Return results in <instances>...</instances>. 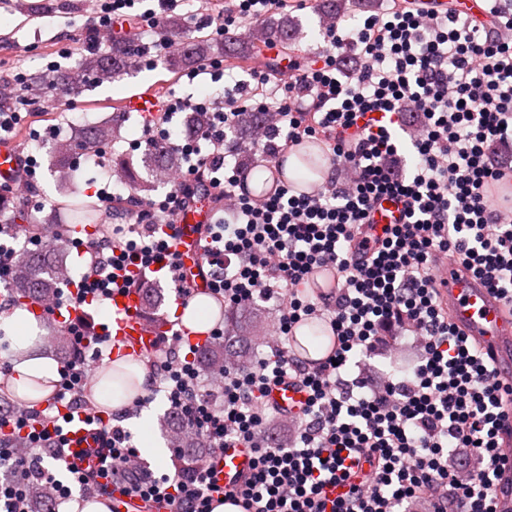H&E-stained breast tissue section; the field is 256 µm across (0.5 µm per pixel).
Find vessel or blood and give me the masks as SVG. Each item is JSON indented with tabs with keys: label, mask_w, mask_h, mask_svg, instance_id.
Listing matches in <instances>:
<instances>
[{
	"label": "vessel or blood",
	"mask_w": 512,
	"mask_h": 512,
	"mask_svg": "<svg viewBox=\"0 0 512 512\" xmlns=\"http://www.w3.org/2000/svg\"><path fill=\"white\" fill-rule=\"evenodd\" d=\"M418 9L444 13L455 11L480 22H489L485 0H417ZM21 150L15 145L0 146V181H15L20 172ZM212 211L206 204L188 206L176 219L179 231L177 251L184 266H193L201 248L198 225L210 223ZM439 298L457 330L490 357V364L503 384L512 383V307L491 290L483 280L460 270L454 261H446ZM141 299L137 293L115 296L109 329L113 356L150 359L153 344L161 331L145 322L140 315ZM271 405L281 411L299 412L306 399L299 385L285 382L272 388ZM214 463L224 480L232 486L250 471L251 454L245 448H223L216 452ZM494 508L512 512V467L502 466Z\"/></svg>",
	"instance_id": "1"
}]
</instances>
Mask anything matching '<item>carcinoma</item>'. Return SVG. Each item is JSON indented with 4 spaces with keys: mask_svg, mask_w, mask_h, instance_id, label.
I'll return each instance as SVG.
<instances>
[{
    "mask_svg": "<svg viewBox=\"0 0 512 512\" xmlns=\"http://www.w3.org/2000/svg\"><path fill=\"white\" fill-rule=\"evenodd\" d=\"M214 42L210 36L201 34L194 38L191 45L183 48L168 63L169 70L174 72L181 65H198L213 54ZM136 50L128 41L115 40L112 42V52L106 55L85 57L82 66L89 75L99 76L116 74L129 69L135 63ZM46 82L35 76L30 78L24 86V92L12 98L0 97V112L13 110L20 101L35 99L43 94ZM114 128L108 123H101L91 127H81L75 130L73 136L64 140H57L49 147V153L63 162L70 159L76 152L85 155L94 154L101 148L108 146L113 138ZM145 166L150 174L163 175L176 165L177 159L170 147L164 143H157L148 147L143 155ZM321 157L315 151L303 152L297 156V169L301 171L305 180L312 181L321 171ZM63 206L69 211L73 224H99L101 218L98 206L83 197L72 198ZM70 227L51 228L48 231L47 244L35 249L24 250L14 259L10 274V285L15 301L26 305L32 300H43L53 295L57 287V272L64 266L67 250L69 248ZM258 324L251 316L249 310H235L228 319V335L219 336L209 341L200 355L201 367L208 371L224 361L227 353L237 358V363L245 367L249 363L248 343L256 336ZM324 338V332L316 325H309L308 330L296 335L292 339L294 348L301 354L308 356L315 349V342ZM127 362L125 368H114L112 379L119 382L123 390L128 392L136 385L135 373ZM161 426L164 433H175L179 438L181 448V461L183 466H192L202 460L207 453L205 440L193 430L184 426L181 417L170 411L162 417ZM28 500L32 512H46L47 497L45 489L37 484L30 485Z\"/></svg>",
    "mask_w": 512,
    "mask_h": 512,
    "instance_id": "1",
    "label": "carcinoma"
}]
</instances>
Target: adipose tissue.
Instances as JSON below:
<instances>
[{
  "instance_id": "1",
  "label": "adipose tissue",
  "mask_w": 512,
  "mask_h": 512,
  "mask_svg": "<svg viewBox=\"0 0 512 512\" xmlns=\"http://www.w3.org/2000/svg\"><path fill=\"white\" fill-rule=\"evenodd\" d=\"M0 332L4 333L6 341L10 343L8 375L17 386H24L31 378L57 381L59 369L57 359L34 347L43 329L32 312L12 305L1 309ZM135 371L138 382L136 389L132 392H123L118 389L116 383L100 379L91 390L92 399L109 407L113 412H120L122 408L131 404L134 398L145 395L151 384V378L145 366H136Z\"/></svg>"
}]
</instances>
